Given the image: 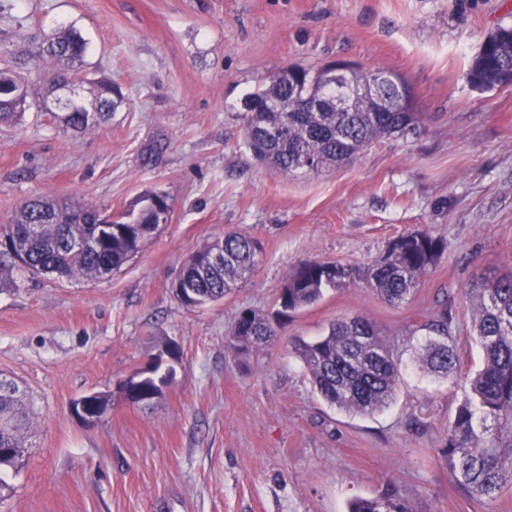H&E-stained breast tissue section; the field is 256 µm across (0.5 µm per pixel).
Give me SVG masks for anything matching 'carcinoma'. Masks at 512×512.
<instances>
[{
	"label": "carcinoma",
	"mask_w": 512,
	"mask_h": 512,
	"mask_svg": "<svg viewBox=\"0 0 512 512\" xmlns=\"http://www.w3.org/2000/svg\"><path fill=\"white\" fill-rule=\"evenodd\" d=\"M88 42L73 29L37 31L27 56L0 51V82L19 80L37 111L73 129L89 125L90 113L114 112L124 98L105 79H90ZM512 66V26H500L482 43L469 69L472 84L500 86L503 63ZM324 69L291 65L246 95L243 105L269 98L288 107L286 112L246 113L245 140L253 158L284 176L317 173L354 161L374 141L402 134L419 121L417 112H374L358 98L351 112H304L300 98L323 104L336 99L341 86L323 81ZM89 87L93 110L65 108L50 111L61 84ZM26 109L0 98V124L15 123ZM170 209L163 193H147L130 211L100 223L102 213L92 205H72L42 198L23 204L13 223L0 230V290L18 286L24 273L49 274L58 279L99 280L120 270L142 248ZM224 258L208 260L209 247L183 262L182 282L193 288L197 305L220 299L250 274L261 243L237 232L221 237ZM445 249L443 241L421 232L401 235L387 254L374 261L363 278L365 287L390 305L405 302L430 272ZM354 273L333 262H306L294 268L279 296L280 314L316 303L328 288H343ZM477 306L473 331L483 353L482 368L468 380V391L448 426L444 454L456 483L469 495L494 499L512 488V276L469 289ZM423 363L431 372L448 377L460 361L448 338V310L431 323ZM276 335L271 318L252 309L242 311L230 336L243 355ZM312 384L328 403L347 411L372 415L394 399L402 378L399 358L366 318L338 320L328 332L296 347ZM156 361L142 370L145 394L157 388L161 376ZM32 428L30 412L15 391L0 389V448H25ZM349 512H412L398 496L385 493L356 499Z\"/></svg>",
	"instance_id": "cac0c4a2"
}]
</instances>
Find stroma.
<instances>
[{"label": "stroma", "instance_id": "stroma-1", "mask_svg": "<svg viewBox=\"0 0 512 512\" xmlns=\"http://www.w3.org/2000/svg\"><path fill=\"white\" fill-rule=\"evenodd\" d=\"M19 16L79 31L126 101L80 133L32 112L0 125V226L41 196L119 214L158 192L172 210L111 277L26 274L0 293V377L17 382L35 423L0 512H346L388 491L412 512H512V489L476 500L456 484L442 449L463 382L418 360L425 324L445 309L462 370L477 369L465 290L512 275V85L479 90L467 76L485 38L512 25V0H17L0 14V44L23 48ZM333 61L403 77L416 129L316 175L256 163L245 95L289 64ZM417 229L446 248L415 294L389 305L360 277ZM232 231L262 245L252 273L186 308L172 291L184 259ZM306 261L359 280L235 354L241 311L275 314ZM357 316L403 365L395 401L371 416L325 402L294 351ZM168 342L176 357H163ZM159 356L173 370L164 396L125 402L123 381ZM91 392L112 407L87 424L72 404Z\"/></svg>", "mask_w": 512, "mask_h": 512}]
</instances>
